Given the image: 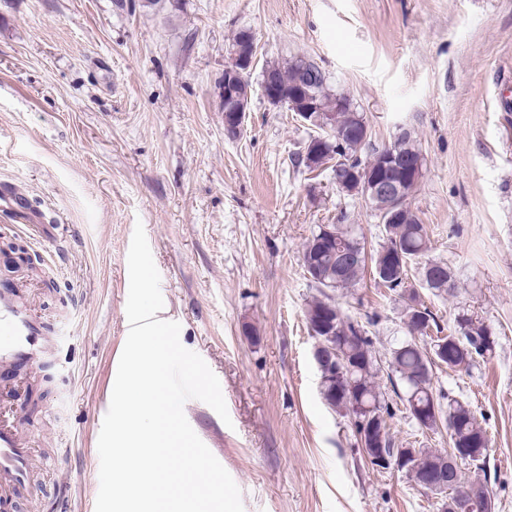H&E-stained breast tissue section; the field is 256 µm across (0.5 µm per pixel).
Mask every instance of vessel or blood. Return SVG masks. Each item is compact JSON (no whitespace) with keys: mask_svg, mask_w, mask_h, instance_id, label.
<instances>
[{"mask_svg":"<svg viewBox=\"0 0 512 512\" xmlns=\"http://www.w3.org/2000/svg\"><path fill=\"white\" fill-rule=\"evenodd\" d=\"M47 346L36 317L0 293V367L39 364ZM33 486L32 451L20 436L13 409L0 405V512H19Z\"/></svg>","mask_w":512,"mask_h":512,"instance_id":"b4317fda","label":"vessel or blood"}]
</instances>
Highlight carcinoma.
<instances>
[{
  "instance_id": "cac0c4a2",
  "label": "carcinoma",
  "mask_w": 512,
  "mask_h": 512,
  "mask_svg": "<svg viewBox=\"0 0 512 512\" xmlns=\"http://www.w3.org/2000/svg\"><path fill=\"white\" fill-rule=\"evenodd\" d=\"M280 85L293 96L297 91L311 89L319 108L332 114L336 125L345 131L336 137L335 129L319 127L321 133L310 137L296 161L314 171L323 168L331 172L334 182L359 175L371 179L378 174L375 167L378 154L387 149L370 148L371 135L363 116L353 108H338L336 101H350L344 94H332L326 78L314 61L293 57L287 64L266 67ZM399 145L407 155L420 156L421 151L409 132L400 133L390 145ZM394 177L402 182L403 200L391 205L384 199L369 202L382 226L383 242L373 254V265L387 271L381 277L383 286L391 291L402 290L406 304L404 323L407 337L390 349L388 376L392 392L405 405L412 419L422 430H448L450 447L459 450L463 462L484 470L488 437L477 422L468 404L433 389V367H446L459 372L468 369L477 357L492 354L496 340L491 330L467 313L455 316L453 325L440 326L432 311L420 300L415 289L408 286L409 271L414 260L429 249L424 224L411 209L409 197L417 187L414 179L395 169ZM302 262L313 269L310 282L320 296L307 304L305 319L309 330L326 337V365L320 369L321 394L326 403L349 416L356 434L366 433L363 451L378 459L390 457L400 447L390 432L387 419L392 417L387 393L375 382L380 371L372 338L364 325L345 317L326 290L354 288L365 277L366 255L353 229L342 224H320L307 239ZM422 285L438 292L451 294L456 284L448 265L428 262L424 265ZM438 333L428 346L416 342L419 336ZM448 335H443V332ZM445 464L444 454L431 448L418 449L413 469L426 473L437 471Z\"/></svg>"
}]
</instances>
